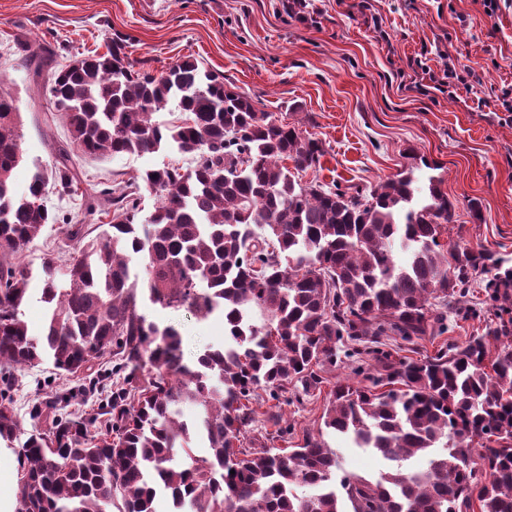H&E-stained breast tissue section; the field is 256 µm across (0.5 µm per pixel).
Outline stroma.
<instances>
[{
	"label": "stroma",
	"instance_id": "35a3bbf8",
	"mask_svg": "<svg viewBox=\"0 0 512 512\" xmlns=\"http://www.w3.org/2000/svg\"><path fill=\"white\" fill-rule=\"evenodd\" d=\"M383 19L382 30L361 14H348L336 0H307L303 18L285 12L282 0H0V78L14 93L22 134L23 159L12 175L24 190L34 167L51 168L67 157L79 190L67 196L50 192L47 205L60 221L45 227L30 243L24 260L33 273L44 262H70L81 242L98 236L112 219L104 191L118 182H136L147 169L191 166L190 156L168 149L152 154L93 157L68 136L51 103L48 73H35L27 61L53 55L66 64L75 53H105L115 36L127 39L135 69L157 73L194 57L235 91L251 96L259 109L320 139L325 154L319 167L302 172L306 182L365 187L409 170L413 156L432 162L418 177L436 172L455 206V224L444 242L483 246L512 257V124L501 122L495 100L512 86V0L487 16L480 0H371ZM474 67L467 85L453 95L415 90L420 70L410 58L426 53L439 68L440 51ZM481 203L473 213L471 200ZM81 225L83 239L69 235ZM486 276L476 273L463 303L450 316L447 332L407 342L387 341L397 358L419 359L448 343L484 335L493 315L483 307ZM143 311L183 334L186 355L224 342L221 314L198 317L190 309H164L144 302ZM355 361L342 358L324 371L323 382L303 401L283 407L274 445L294 448L316 433L338 379L360 382ZM13 406L25 431L46 429V419L30 416L33 405L49 408L68 397L67 411L94 415L112 390L111 379L86 391L83 375H58L51 363L13 372ZM341 472L377 478L386 461L330 439Z\"/></svg>",
	"mask_w": 512,
	"mask_h": 512
}]
</instances>
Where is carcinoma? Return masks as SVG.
I'll use <instances>...</instances> for the list:
<instances>
[{"label": "carcinoma", "mask_w": 512, "mask_h": 512, "mask_svg": "<svg viewBox=\"0 0 512 512\" xmlns=\"http://www.w3.org/2000/svg\"><path fill=\"white\" fill-rule=\"evenodd\" d=\"M125 48L115 37L106 53L51 73L47 93L71 141L95 157L167 147L194 166L140 175L159 197L144 222L132 185L104 191L116 208L102 236L67 266H42V337L29 335L21 314L31 272L0 263L1 371L49 360L76 374L110 357L122 377L97 431L60 413L23 440L17 512H112L117 501L118 512H156L160 494L172 512H512V261L441 243L455 215L442 179L423 184L409 171L352 191L304 183L299 174L325 154L320 140L259 110L195 58L153 74L134 70ZM171 104L186 119L157 121ZM14 108L0 80L3 257L58 222L45 204L50 189L75 192L64 161L14 189L23 156ZM138 257L144 269L133 274ZM477 271L497 315L487 335L416 360L381 353L369 384L336 381L323 428L297 448L254 435L259 391L275 401L264 421L277 424L282 406L336 366L344 339L444 333ZM146 299L200 317L222 312L226 342L186 361L180 330L148 320ZM10 389L3 380L0 438L12 442L22 427ZM186 402L202 406L197 430L211 449L188 464L176 451L189 454ZM325 429L392 468L377 479L336 477ZM415 457L425 468L408 465Z\"/></svg>", "instance_id": "obj_1"}]
</instances>
